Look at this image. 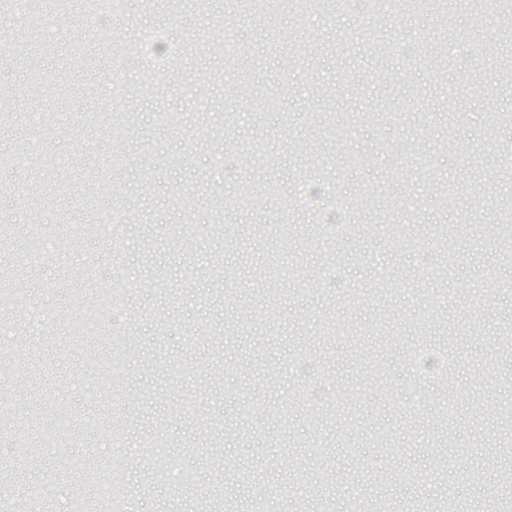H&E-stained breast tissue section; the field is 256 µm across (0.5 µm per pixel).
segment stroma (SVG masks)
Returning <instances> with one entry per match:
<instances>
[{
  "mask_svg": "<svg viewBox=\"0 0 512 512\" xmlns=\"http://www.w3.org/2000/svg\"><path fill=\"white\" fill-rule=\"evenodd\" d=\"M302 8L301 28L236 0H128L95 28L82 0L0 15L1 87L64 78L14 100L45 125L0 118V153L25 155L0 169V266L30 291L27 312L0 310V386L26 424L0 431V496L66 512L74 476L122 459L139 512H372L383 493L398 512H495L512 495V463L487 461L512 444V58L481 48L504 19L465 17L436 52L426 14ZM154 28L177 64L143 57ZM322 169L335 198L299 207ZM105 215L113 234L78 236ZM41 232L70 249L33 250ZM91 318L106 335L77 333ZM118 341L128 370L102 380ZM61 405L80 436L28 456Z\"/></svg>",
  "mask_w": 512,
  "mask_h": 512,
  "instance_id": "35a3bbf8",
  "label": "stroma"
}]
</instances>
